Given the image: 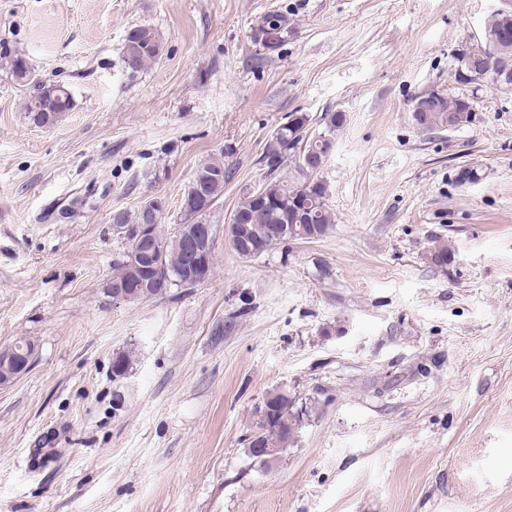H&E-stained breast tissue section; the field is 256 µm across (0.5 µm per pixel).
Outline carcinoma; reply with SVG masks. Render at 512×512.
Instances as JSON below:
<instances>
[{
	"label": "carcinoma",
	"mask_w": 512,
	"mask_h": 512,
	"mask_svg": "<svg viewBox=\"0 0 512 512\" xmlns=\"http://www.w3.org/2000/svg\"><path fill=\"white\" fill-rule=\"evenodd\" d=\"M259 27L288 35V17L284 13H270L264 16ZM474 52L468 59L457 62L462 71L471 75L468 80L456 79L462 85L478 84V80L490 87L498 86V72H488L489 58L497 60L498 68L512 74V12L498 11L485 21L480 41L472 43ZM162 42L155 30L146 25L130 28L122 48V62L126 71L136 74L162 54ZM11 73L15 81L22 85H34L33 92L25 105V112L31 124L43 126L44 117L55 114V122H60L72 109V96L62 84L48 83L35 78L27 61L15 57L11 62ZM434 112L429 114L421 128L434 130L471 123L472 113L466 111L464 98H449L440 93L436 96ZM324 130L309 132L304 125L277 127V140L267 141L263 160L268 168V180L261 186L265 195L282 205L280 209L253 210L249 192H244L236 209L249 211V222L237 239L227 238L226 242L235 255L243 260L261 256L280 244L290 240H316L326 236L335 223L334 214L328 205L326 184L317 178V172L305 166V153L299 145L314 146L326 158L334 147V136L343 126V120L336 114L327 112L323 117ZM295 160L297 177L285 179L277 175L285 157ZM231 171L225 167L224 158L208 157L201 160L194 170L187 191L200 188L207 206L212 207L224 195V185L229 181ZM155 212L154 223H160L165 209V201L147 200L141 209L134 213L119 212V223L131 226L129 234L123 236L126 252L134 251L137 244L136 225L144 223V209ZM160 271L139 300L155 298L171 285L186 288L194 287L190 280L183 278L184 250L183 239L177 233H164L158 246ZM428 259L436 267H444L454 259V250L448 241L435 237L431 239ZM128 257L115 263L112 268V289L135 288L140 282L141 273L134 265L127 263ZM278 403L267 415L256 418L254 432L261 437L264 447L286 448L294 440L305 420L312 416L315 405L298 403L285 389L276 390Z\"/></svg>",
	"instance_id": "1"
}]
</instances>
